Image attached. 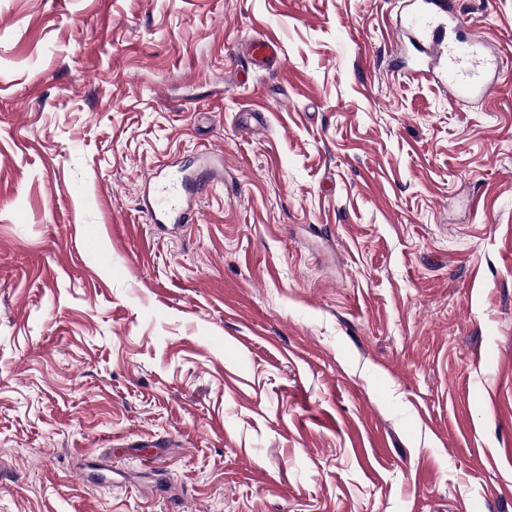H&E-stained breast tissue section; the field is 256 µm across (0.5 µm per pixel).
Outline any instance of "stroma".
Segmentation results:
<instances>
[{
  "label": "stroma",
  "mask_w": 512,
  "mask_h": 512,
  "mask_svg": "<svg viewBox=\"0 0 512 512\" xmlns=\"http://www.w3.org/2000/svg\"><path fill=\"white\" fill-rule=\"evenodd\" d=\"M403 6L0 0V512H512V0ZM416 6L404 21L395 22L398 39L407 38L416 49L427 57L448 53V64L442 82L449 89L450 98L462 101L474 95L487 96L493 88L487 79L488 60L475 41L463 36L468 19L461 13L450 16L448 24L447 0H414ZM280 47L273 35L250 42L247 47L246 61L253 66H280Z\"/></svg>",
  "instance_id": "1"
}]
</instances>
